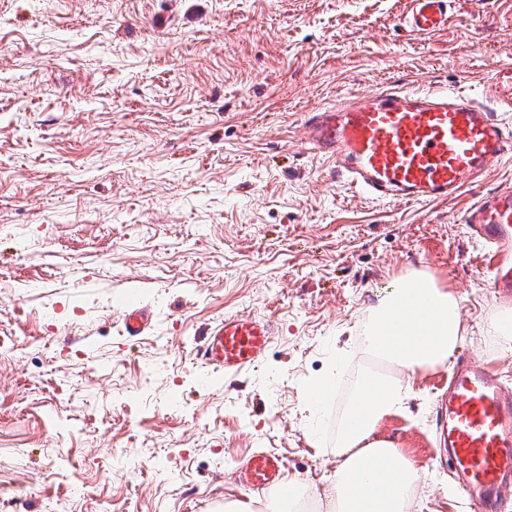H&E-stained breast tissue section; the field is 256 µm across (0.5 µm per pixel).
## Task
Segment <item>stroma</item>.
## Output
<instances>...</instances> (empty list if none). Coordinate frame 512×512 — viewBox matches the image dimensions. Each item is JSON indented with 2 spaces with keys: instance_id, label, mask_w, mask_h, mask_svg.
<instances>
[{
  "instance_id": "obj_1",
  "label": "stroma",
  "mask_w": 512,
  "mask_h": 512,
  "mask_svg": "<svg viewBox=\"0 0 512 512\" xmlns=\"http://www.w3.org/2000/svg\"><path fill=\"white\" fill-rule=\"evenodd\" d=\"M0 0V512H224L243 456L324 490L381 284L414 271L461 305L472 358L512 386L502 305L458 197L388 205L310 152L308 113L384 88L463 91L512 53V0ZM151 303L143 336L125 306ZM227 314L280 326L236 380L194 352ZM439 370L379 438L426 478L412 512H468L427 452ZM334 391L317 416L306 391ZM411 8L403 19L414 35L425 37L440 32L448 25L450 0H410ZM492 331L502 348L512 349V310H500L493 320Z\"/></svg>"
}]
</instances>
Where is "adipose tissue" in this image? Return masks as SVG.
<instances>
[{"mask_svg": "<svg viewBox=\"0 0 512 512\" xmlns=\"http://www.w3.org/2000/svg\"><path fill=\"white\" fill-rule=\"evenodd\" d=\"M462 333L458 298L425 273L406 274L378 296L358 342L397 370H366L349 398L336 438L338 465L323 493L327 512H411L421 476L375 431L385 418L403 413L412 396L402 370L444 366Z\"/></svg>", "mask_w": 512, "mask_h": 512, "instance_id": "adipose-tissue-1", "label": "adipose tissue"}]
</instances>
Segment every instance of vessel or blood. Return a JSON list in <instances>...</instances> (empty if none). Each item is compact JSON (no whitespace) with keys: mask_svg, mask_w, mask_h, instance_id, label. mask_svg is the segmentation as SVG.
<instances>
[{"mask_svg":"<svg viewBox=\"0 0 512 512\" xmlns=\"http://www.w3.org/2000/svg\"><path fill=\"white\" fill-rule=\"evenodd\" d=\"M403 23L425 37L448 24V0H410ZM486 103L455 90L397 88L337 101L309 113L308 146L329 159L337 175L376 201L442 202L470 187L494 161L512 154V134L501 113L512 112V59L500 63L483 87ZM469 235L485 250L490 284L512 303V191L482 198L469 209ZM153 308L122 313L126 335H142ZM277 331L271 317L228 315L213 324L195 352L204 367L234 379L260 364ZM434 458L448 465L465 490L471 512H497L504 486H512V393L487 368L460 356L438 406ZM282 459L255 452L236 471L246 490L279 487Z\"/></svg>","mask_w":512,"mask_h":512,"instance_id":"obj_1","label":"vessel or blood"}]
</instances>
